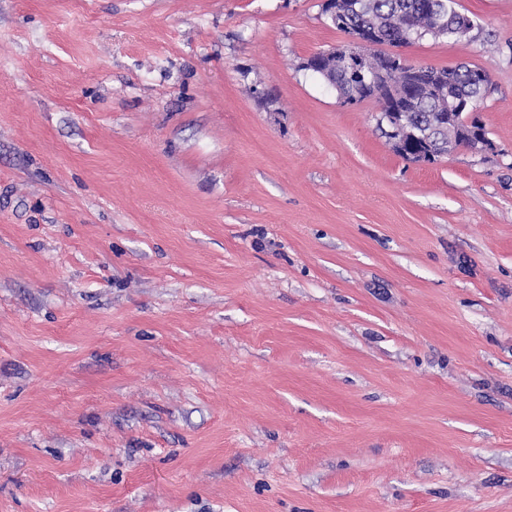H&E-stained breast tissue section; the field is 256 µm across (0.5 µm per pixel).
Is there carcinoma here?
<instances>
[{"instance_id": "cac0c4a2", "label": "carcinoma", "mask_w": 512, "mask_h": 512, "mask_svg": "<svg viewBox=\"0 0 512 512\" xmlns=\"http://www.w3.org/2000/svg\"><path fill=\"white\" fill-rule=\"evenodd\" d=\"M450 2L452 0H336L339 14L335 27L345 33L370 27L376 42L391 45L402 38L399 22L404 16L412 15L416 29L408 34V39L414 41L426 35L429 22L434 18L440 22L437 35L460 42L465 35L453 27L454 19L449 14L455 12V8ZM368 68L383 77L376 86L361 88V100L375 99L383 104L394 92L399 95L396 105L410 108L411 120L422 125H429L436 118L431 89L442 86L453 96L479 99L486 92L478 82V65L422 69L404 65L389 54H376Z\"/></svg>"}]
</instances>
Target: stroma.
Instances as JSON below:
<instances>
[{
  "label": "stroma",
  "mask_w": 512,
  "mask_h": 512,
  "mask_svg": "<svg viewBox=\"0 0 512 512\" xmlns=\"http://www.w3.org/2000/svg\"><path fill=\"white\" fill-rule=\"evenodd\" d=\"M495 149L404 161L300 67L323 0H0V512H512Z\"/></svg>",
  "instance_id": "1"
}]
</instances>
